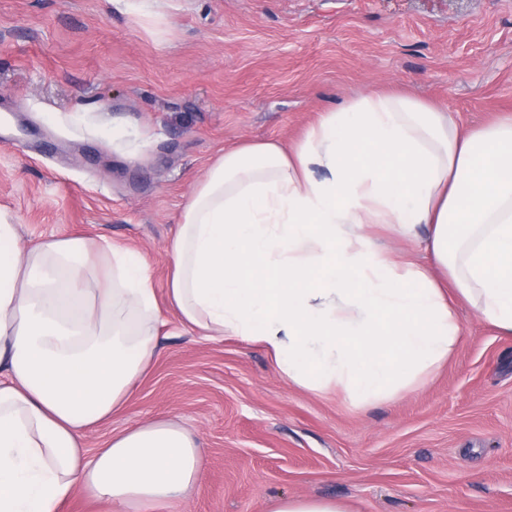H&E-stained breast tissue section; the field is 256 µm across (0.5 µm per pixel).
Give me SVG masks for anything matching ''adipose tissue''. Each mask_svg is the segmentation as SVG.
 Wrapping results in <instances>:
<instances>
[{"label":"adipose tissue","instance_id":"ef3b65f1","mask_svg":"<svg viewBox=\"0 0 512 512\" xmlns=\"http://www.w3.org/2000/svg\"><path fill=\"white\" fill-rule=\"evenodd\" d=\"M428 230V263L365 232ZM183 330L261 345L299 387L390 400L447 362L454 301L512 335V118L479 129L402 94L321 113L291 146L226 148L168 243ZM104 278L105 287L86 288ZM145 256L82 238L26 247L0 214V512H160L199 484L204 451L171 419L82 438L155 354Z\"/></svg>","mask_w":512,"mask_h":512}]
</instances>
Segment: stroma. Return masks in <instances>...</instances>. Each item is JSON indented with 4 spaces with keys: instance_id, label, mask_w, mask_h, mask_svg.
<instances>
[{
    "instance_id": "1",
    "label": "stroma",
    "mask_w": 512,
    "mask_h": 512,
    "mask_svg": "<svg viewBox=\"0 0 512 512\" xmlns=\"http://www.w3.org/2000/svg\"><path fill=\"white\" fill-rule=\"evenodd\" d=\"M400 91L475 128L512 117V0H0V211L24 244L141 251L157 298L190 191L224 149L295 141L319 113ZM89 432L177 419L205 453L174 512L279 496L354 512H512V336L469 306L448 362L396 399L304 390L260 345L182 331Z\"/></svg>"
}]
</instances>
